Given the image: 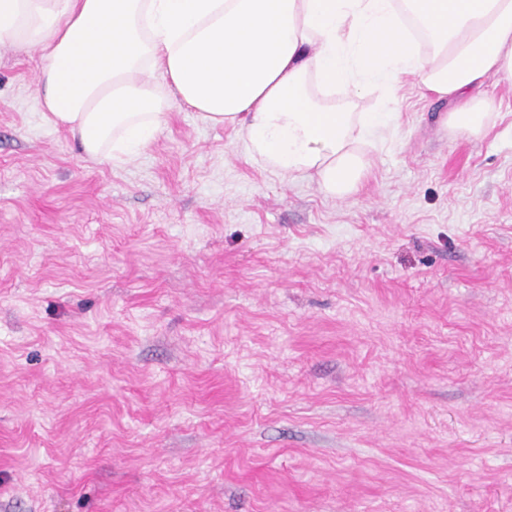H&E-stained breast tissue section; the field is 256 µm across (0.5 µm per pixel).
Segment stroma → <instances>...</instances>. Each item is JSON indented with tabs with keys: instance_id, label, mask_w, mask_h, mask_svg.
Instances as JSON below:
<instances>
[{
	"instance_id": "obj_1",
	"label": "stroma",
	"mask_w": 512,
	"mask_h": 512,
	"mask_svg": "<svg viewBox=\"0 0 512 512\" xmlns=\"http://www.w3.org/2000/svg\"><path fill=\"white\" fill-rule=\"evenodd\" d=\"M0 50V512H512V86L413 83L359 193L172 110L137 159Z\"/></svg>"
}]
</instances>
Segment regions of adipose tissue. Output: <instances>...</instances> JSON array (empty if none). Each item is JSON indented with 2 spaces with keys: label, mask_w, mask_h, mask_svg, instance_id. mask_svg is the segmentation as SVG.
<instances>
[{
  "label": "adipose tissue",
  "mask_w": 512,
  "mask_h": 512,
  "mask_svg": "<svg viewBox=\"0 0 512 512\" xmlns=\"http://www.w3.org/2000/svg\"><path fill=\"white\" fill-rule=\"evenodd\" d=\"M0 47L37 51L42 116L89 158H135L178 105L342 200L396 128L404 80L447 99L451 133L495 127L483 87L512 84V0H0Z\"/></svg>",
  "instance_id": "ef3b65f1"
}]
</instances>
